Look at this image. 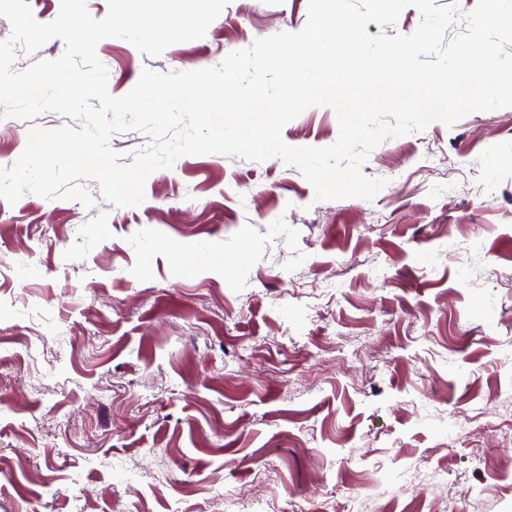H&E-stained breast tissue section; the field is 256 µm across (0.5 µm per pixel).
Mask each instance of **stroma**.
I'll use <instances>...</instances> for the list:
<instances>
[{
	"mask_svg": "<svg viewBox=\"0 0 512 512\" xmlns=\"http://www.w3.org/2000/svg\"><path fill=\"white\" fill-rule=\"evenodd\" d=\"M307 20L308 0H229L204 38L97 56L121 97ZM79 125L0 119V168ZM338 135L329 106L282 130ZM362 172L373 199L319 201L281 158L183 155L136 207L91 179L88 205L0 199V512H215L227 490L512 512V107L385 140Z\"/></svg>",
	"mask_w": 512,
	"mask_h": 512,
	"instance_id": "35a3bbf8",
	"label": "stroma"
}]
</instances>
